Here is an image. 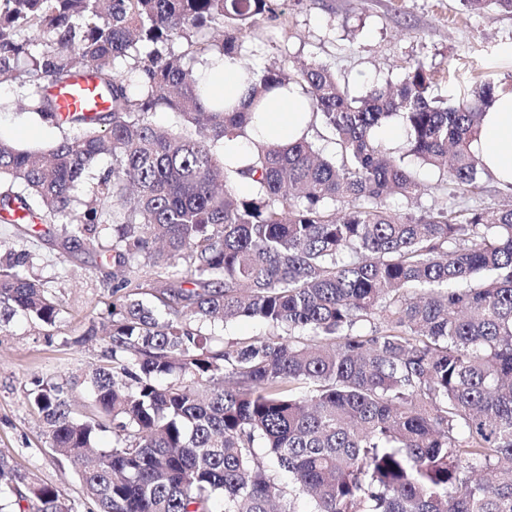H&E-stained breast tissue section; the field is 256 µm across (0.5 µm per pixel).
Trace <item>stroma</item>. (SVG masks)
Wrapping results in <instances>:
<instances>
[{
	"instance_id": "obj_1",
	"label": "stroma",
	"mask_w": 512,
	"mask_h": 512,
	"mask_svg": "<svg viewBox=\"0 0 512 512\" xmlns=\"http://www.w3.org/2000/svg\"><path fill=\"white\" fill-rule=\"evenodd\" d=\"M279 18L274 46L250 56L257 68L274 58L316 60L345 78L353 94L398 82L424 61L434 72L431 94L461 99L477 81L512 88V15L467 14L460 0H273ZM18 82L0 83V137L20 148H46L67 129L22 110ZM0 248L34 254L32 274L47 282L63 307L52 333L18 317L0 331V453L29 480L57 486L74 512H90L79 473L48 447L27 390L33 377L63 382L100 364L101 341L83 340L90 321L108 319L110 270L90 249L71 252L54 240L34 242L0 224Z\"/></svg>"
}]
</instances>
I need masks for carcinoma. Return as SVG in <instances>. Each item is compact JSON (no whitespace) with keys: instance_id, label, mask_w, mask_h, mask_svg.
<instances>
[{"instance_id":"obj_1","label":"carcinoma","mask_w":512,"mask_h":512,"mask_svg":"<svg viewBox=\"0 0 512 512\" xmlns=\"http://www.w3.org/2000/svg\"><path fill=\"white\" fill-rule=\"evenodd\" d=\"M277 18L271 0H0V76L77 131L46 151L0 138V222L20 237L53 224L113 267L112 320L82 334L106 363L33 378L29 405L95 512H298L303 497L308 512H512V204L483 205L492 176L471 149L498 87L448 106L419 61L363 96L314 60L252 67L256 100L303 88L336 154L305 137L238 167L217 146L254 114L212 110L193 67L245 60ZM81 71L108 107L63 116L49 88ZM161 110L181 131L153 124ZM395 117L398 150L375 135ZM409 156L449 203L392 208L420 189ZM33 259H0V329L18 313L60 323ZM241 317L272 333L203 331ZM6 492L17 512H73L0 455Z\"/></svg>"}]
</instances>
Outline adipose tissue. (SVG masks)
<instances>
[{"label":"adipose tissue","instance_id":"adipose-tissue-1","mask_svg":"<svg viewBox=\"0 0 512 512\" xmlns=\"http://www.w3.org/2000/svg\"><path fill=\"white\" fill-rule=\"evenodd\" d=\"M197 74L209 84L213 103L223 104L228 111L247 107L248 85L239 59L204 60L198 64ZM257 109L265 114L267 137L287 143L306 133L312 102L300 87L293 85L269 93ZM472 149L500 185L512 184V91L499 93Z\"/></svg>","mask_w":512,"mask_h":512}]
</instances>
